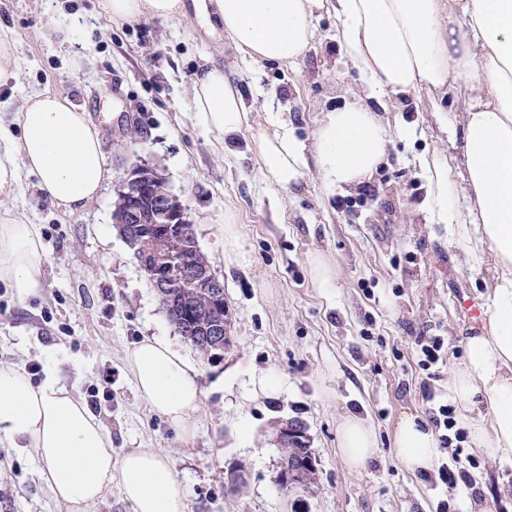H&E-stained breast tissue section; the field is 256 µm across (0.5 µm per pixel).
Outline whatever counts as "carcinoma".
I'll return each mask as SVG.
<instances>
[{
	"mask_svg": "<svg viewBox=\"0 0 512 512\" xmlns=\"http://www.w3.org/2000/svg\"><path fill=\"white\" fill-rule=\"evenodd\" d=\"M138 176L142 182L155 187V192L164 194V181L151 168L139 167ZM119 228L134 254L141 257L147 268L154 267L162 256L183 246L187 264L197 270L202 283H208L214 276L196 237L184 238L177 229H170L166 224H121ZM163 293L166 299L161 304L175 331L207 359L224 355L227 349L224 337L213 335L214 327L229 325L228 304L222 299L224 289L188 288L178 284L164 289ZM288 423L295 426L299 435L285 441L281 437L284 423L276 424L275 442L281 450L280 460H286L293 466L297 474V491L311 492L315 468L305 465V460L313 456L308 428L297 418L288 419Z\"/></svg>",
	"mask_w": 512,
	"mask_h": 512,
	"instance_id": "cac0c4a2",
	"label": "carcinoma"
}]
</instances>
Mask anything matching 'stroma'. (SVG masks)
Segmentation results:
<instances>
[{
  "instance_id": "35a3bbf8",
  "label": "stroma",
  "mask_w": 512,
  "mask_h": 512,
  "mask_svg": "<svg viewBox=\"0 0 512 512\" xmlns=\"http://www.w3.org/2000/svg\"><path fill=\"white\" fill-rule=\"evenodd\" d=\"M196 0H181L167 19L115 21L100 0H0V31L15 53V76L0 83V124L18 131V114L35 92L61 93L98 126L109 177L100 197L66 210L44 200L36 176L20 170L9 207L39 225L41 286L26 299L0 291V364L55 359V375L82 401L112 377L111 401L94 405L112 440V459L155 448L171 462L186 493V512H512V463L480 456L454 492L400 465L390 429L404 410L427 416L448 401L454 372L467 357L464 300L483 306L489 257L449 243L441 225L423 221L420 156L447 148L426 94L399 98L411 113L374 173L375 199L336 209L317 171L300 190L270 186L250 153L224 154L186 107L198 75L211 66L239 86L254 120L276 121L311 142L321 113L343 107L367 87L347 67L333 16L315 22L314 37L294 65H254L235 52L216 16L201 19ZM141 137L123 144L128 125ZM156 170L182 202L198 246L224 283L233 347L223 358L197 360L207 390L191 434L154 413L138 395L123 358L146 336H174L132 250L113 232L112 213L129 171ZM240 224L252 257L247 270L221 256L226 219ZM334 262V286L310 287V262ZM442 337L448 359L426 380L415 343ZM288 378L287 396L244 399L210 390L214 377L265 368ZM250 417L249 443L229 422ZM355 415L375 433L377 450L352 469L339 449L342 417ZM304 421L316 458L317 489L285 496L276 487L280 450L272 426ZM25 442L0 445V512H68L38 474ZM243 470L246 482L224 480Z\"/></svg>"
}]
</instances>
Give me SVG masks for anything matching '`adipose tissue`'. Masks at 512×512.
<instances>
[{
  "instance_id": "ef3b65f1",
  "label": "adipose tissue",
  "mask_w": 512,
  "mask_h": 512,
  "mask_svg": "<svg viewBox=\"0 0 512 512\" xmlns=\"http://www.w3.org/2000/svg\"><path fill=\"white\" fill-rule=\"evenodd\" d=\"M103 7L118 21L166 19L179 2L103 0ZM213 8L237 53L255 64L296 63L317 15H333L346 63L370 89V102L323 113L307 145L285 126L254 121L222 68L196 78L188 108L201 128L227 150L247 135L248 151L276 188H297L312 166L327 188H357L400 131L373 100L415 90L450 97L451 109L437 119L463 145L456 155L420 157L423 218L472 256H491L494 285L449 392L471 446L512 462V0H213ZM18 117L20 136L0 127V283L24 299L41 286L43 245L39 226L3 203L19 168L38 175L45 199L69 210L95 201L108 172L99 131L67 97H28ZM124 362L150 408L189 431L204 394L198 366L166 336L143 338ZM338 436L352 468L373 457L375 435L361 420L343 418ZM18 440L29 442L41 480L69 512H87L115 484L131 512H186L185 490L164 455L133 448L113 463L105 428L55 375L36 384L21 367L0 365V442ZM391 441L413 473L430 470L439 454L434 431L410 410L394 421Z\"/></svg>"
}]
</instances>
